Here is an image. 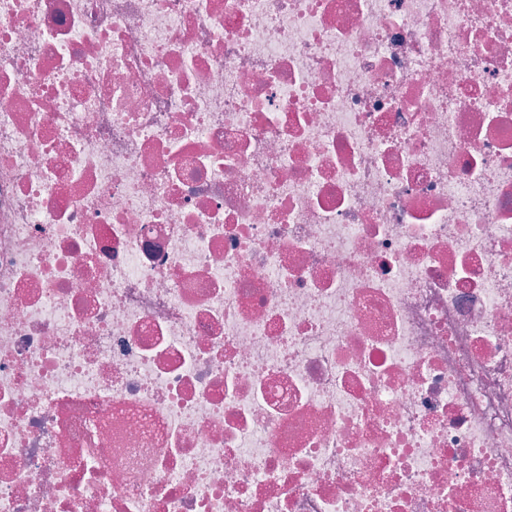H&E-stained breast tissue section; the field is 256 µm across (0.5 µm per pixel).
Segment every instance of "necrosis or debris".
Here are the masks:
<instances>
[{
	"instance_id": "1",
	"label": "necrosis or debris",
	"mask_w": 512,
	"mask_h": 512,
	"mask_svg": "<svg viewBox=\"0 0 512 512\" xmlns=\"http://www.w3.org/2000/svg\"><path fill=\"white\" fill-rule=\"evenodd\" d=\"M0 512H512V0H0Z\"/></svg>"
}]
</instances>
